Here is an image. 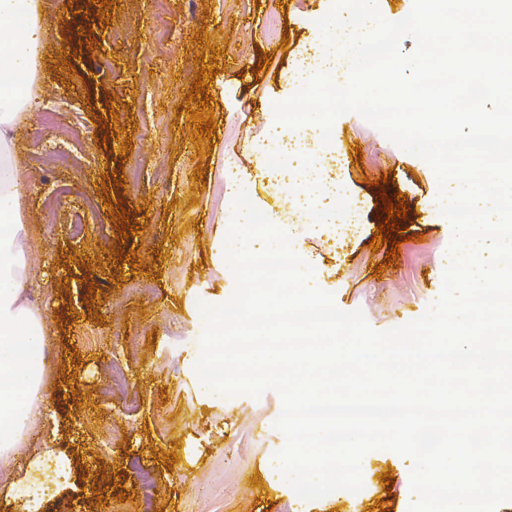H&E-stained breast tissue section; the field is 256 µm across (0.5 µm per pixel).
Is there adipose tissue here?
<instances>
[{
	"instance_id": "obj_1",
	"label": "adipose tissue",
	"mask_w": 512,
	"mask_h": 512,
	"mask_svg": "<svg viewBox=\"0 0 512 512\" xmlns=\"http://www.w3.org/2000/svg\"><path fill=\"white\" fill-rule=\"evenodd\" d=\"M49 36L42 0H0V456L10 455L47 417V352L51 338L38 304L29 298L24 243L30 226L25 214L27 186L19 169V128L37 104L42 48ZM327 127L310 115L296 118L292 130L282 124L271 137L286 136L289 153L307 143L329 149ZM53 468L67 475V458L43 449L29 461L25 512H40L48 490L36 473Z\"/></svg>"
}]
</instances>
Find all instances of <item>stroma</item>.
<instances>
[{"label": "stroma", "mask_w": 512, "mask_h": 512, "mask_svg": "<svg viewBox=\"0 0 512 512\" xmlns=\"http://www.w3.org/2000/svg\"><path fill=\"white\" fill-rule=\"evenodd\" d=\"M331 6L43 0L57 30L18 137L29 296L52 336V394L44 430L0 457V485L49 447L69 459L71 479L43 512H96L104 498L114 512H409L412 464L385 449L364 460L360 491L299 498L274 460L285 444L279 395L215 398L195 369L200 307L235 289L221 253L240 192L291 223L314 284L376 330L420 318L441 294L452 230L429 214L438 184L425 160L357 114L337 118L331 153H307L329 163L359 207L341 237L321 213L297 209L299 186L277 175L286 159L259 152ZM200 72L210 98L202 106L188 97ZM255 100L261 113L250 111ZM197 109L213 117L211 133L192 120ZM50 110L86 126L82 144L34 137ZM385 194L401 195L407 216L373 250ZM401 230L411 240L391 266Z\"/></svg>", "instance_id": "1"}]
</instances>
